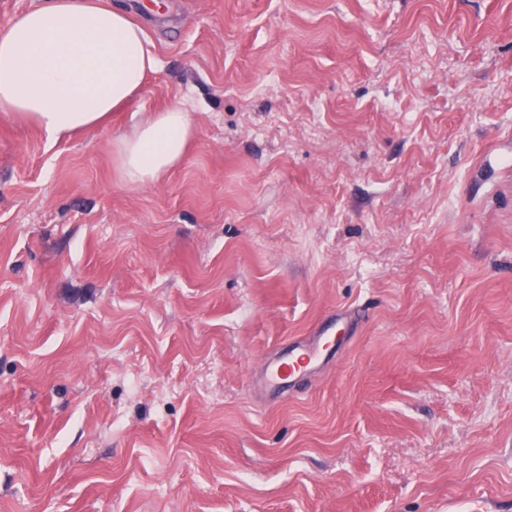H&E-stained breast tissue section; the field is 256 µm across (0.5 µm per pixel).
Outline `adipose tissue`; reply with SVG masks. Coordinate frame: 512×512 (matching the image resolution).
I'll list each match as a JSON object with an SVG mask.
<instances>
[{
    "instance_id": "adipose-tissue-1",
    "label": "adipose tissue",
    "mask_w": 512,
    "mask_h": 512,
    "mask_svg": "<svg viewBox=\"0 0 512 512\" xmlns=\"http://www.w3.org/2000/svg\"><path fill=\"white\" fill-rule=\"evenodd\" d=\"M156 67L143 30L111 0H42L0 27V115L51 137L97 129ZM192 135L181 101L142 122L116 142L123 180L159 181Z\"/></svg>"
}]
</instances>
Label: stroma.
Listing matches in <instances>:
<instances>
[{
    "label": "stroma",
    "instance_id": "obj_1",
    "mask_svg": "<svg viewBox=\"0 0 512 512\" xmlns=\"http://www.w3.org/2000/svg\"><path fill=\"white\" fill-rule=\"evenodd\" d=\"M110 123L0 116V512H512V0H112ZM163 179L113 144L178 99ZM363 313L285 403L257 364Z\"/></svg>",
    "mask_w": 512,
    "mask_h": 512
}]
</instances>
